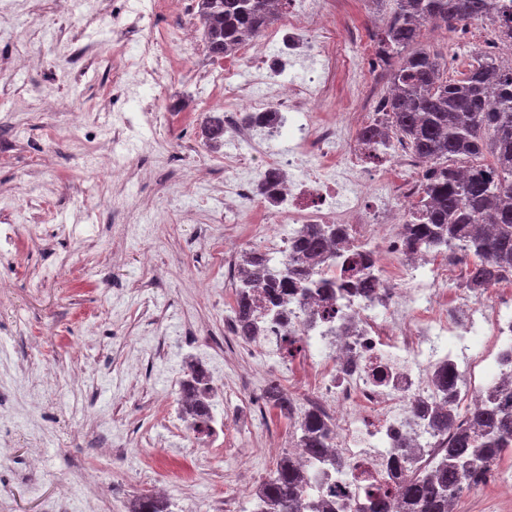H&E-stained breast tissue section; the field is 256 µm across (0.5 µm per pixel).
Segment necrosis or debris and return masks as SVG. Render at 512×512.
Wrapping results in <instances>:
<instances>
[{"label":"necrosis or debris","instance_id":"4bbe7bcc","mask_svg":"<svg viewBox=\"0 0 512 512\" xmlns=\"http://www.w3.org/2000/svg\"><path fill=\"white\" fill-rule=\"evenodd\" d=\"M335 14V0L292 5L261 39L291 51L318 44L325 70H332L334 32L324 21ZM239 61L254 69L256 81L243 88L234 66H225L224 132L232 139H253L255 151L246 158L225 156L226 195L240 208L289 225L287 235L263 237L269 251L291 252L306 225H336L353 268L371 272L378 282L370 299L357 292L353 277L329 270L336 281L332 299L312 295L294 302L315 314L314 326L292 315L263 324L264 340H304L305 350L289 371L313 384L304 407L334 422L337 451L348 463L341 474L332 458L318 461L320 492L352 512L359 500L386 494L405 475L412 407L433 395L432 376L439 367L459 358L468 361L469 385L458 394L462 401L482 397L500 374L503 355L512 351V297L501 295L494 284L476 293L455 287L459 255L430 265L407 248L403 226L429 167L401 145L376 158L351 144L361 128L388 123L383 101L353 98L346 103L350 122L322 121L318 113L329 103L320 78L279 89L275 70L254 46H245ZM244 98L249 104L243 110L239 102ZM287 110L296 115L288 129L296 151L283 158L269 154L264 140L254 139L242 114L263 120ZM271 171L281 179L268 195L261 182ZM482 336L491 339L492 350H473L472 340Z\"/></svg>","mask_w":512,"mask_h":512}]
</instances>
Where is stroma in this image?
I'll list each match as a JSON object with an SVG mask.
<instances>
[{
  "instance_id": "35a3bbf8",
  "label": "stroma",
  "mask_w": 512,
  "mask_h": 512,
  "mask_svg": "<svg viewBox=\"0 0 512 512\" xmlns=\"http://www.w3.org/2000/svg\"><path fill=\"white\" fill-rule=\"evenodd\" d=\"M112 3L0 0V225L24 258L0 261V512H128L159 482L171 512H243L279 461L271 445L291 442L285 420L243 398L290 378L284 355L213 336L234 291L214 253L234 260L255 232L225 222V150L186 103L219 111L224 98L184 76L199 65L181 31L198 24L195 0L180 21L129 0L128 51L158 83L113 88ZM153 38L170 70L144 51ZM43 152L52 167H34ZM191 361L225 403L218 449L189 447L163 409Z\"/></svg>"
}]
</instances>
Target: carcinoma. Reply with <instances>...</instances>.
<instances>
[{"instance_id": "carcinoma-1", "label": "carcinoma", "mask_w": 512, "mask_h": 512, "mask_svg": "<svg viewBox=\"0 0 512 512\" xmlns=\"http://www.w3.org/2000/svg\"><path fill=\"white\" fill-rule=\"evenodd\" d=\"M389 6L376 34L378 57L389 63L390 85L383 99L392 113L390 130L366 126L360 140L385 148L390 135L431 165L422 197L407 224L412 249L460 251L467 269L463 285L479 291L492 283L512 281V65L496 56L477 58L460 79H444L438 57L421 43L423 27L454 31L470 20L485 21L500 39L512 43V8L501 0H375ZM283 0H198L203 41L217 59L232 54L245 37L267 28ZM204 133L224 142V120L210 117ZM339 231L334 224H310L294 244L293 255L277 259L258 249L243 253L232 307L235 334L245 341L261 335L254 292L265 288L269 303L288 305V297L312 289L332 288L323 265L343 254L333 250ZM344 266V265H342ZM351 267L344 266L343 272ZM183 382L185 410L193 426L204 430L209 419L208 371L187 367ZM459 370L446 368L433 377L443 394L438 403L418 404L429 415L427 428L436 451L416 460L409 476L393 488L404 512H450L448 490L456 497L480 484L475 470L490 469L512 452V387L495 380L482 402L461 417L448 397L457 390ZM266 403L290 422L291 437L311 459L332 453V430L321 415L300 412L279 385L269 382ZM311 477L295 460L283 456L256 492L251 512H336L332 504L310 495ZM354 512H388L382 497L370 496Z\"/></svg>"}]
</instances>
